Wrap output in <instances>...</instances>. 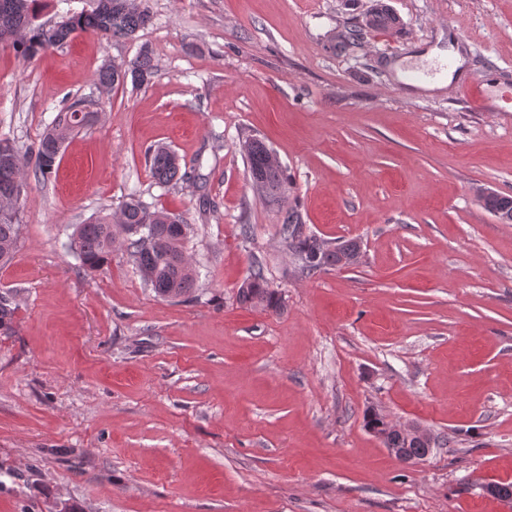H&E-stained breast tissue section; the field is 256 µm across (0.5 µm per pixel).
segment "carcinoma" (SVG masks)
Instances as JSON below:
<instances>
[{
  "label": "carcinoma",
  "mask_w": 512,
  "mask_h": 512,
  "mask_svg": "<svg viewBox=\"0 0 512 512\" xmlns=\"http://www.w3.org/2000/svg\"><path fill=\"white\" fill-rule=\"evenodd\" d=\"M38 0H0V42L9 43L25 60H32L49 48L65 44L75 33L82 32L101 37L129 38L151 22L146 0H88V8L66 11L52 24L39 22ZM364 24L370 29L397 30L400 18L387 4L376 3L365 15ZM154 74V64L148 52L118 67L105 64L99 71V84L105 91L127 82L134 86L147 83ZM84 101L75 100L59 113L54 125L36 143L22 151L14 142L0 138V264L13 258L20 227L17 194L27 186L26 168L34 167L36 178L48 179L66 141L89 120L90 113L80 109ZM271 149L257 138L245 142L247 165L253 182L270 202L279 203L288 197L290 185L281 164L270 158ZM149 168L157 183L169 185L189 179L181 171L178 156L166 146L148 151ZM482 203L503 224H512V197L488 192ZM118 224L125 235L127 251L136 271L144 282L161 297L180 298L190 295L195 286L196 273L188 262L183 244L191 228L177 223L170 213L151 209L141 200L131 197L120 209ZM297 213L288 210L283 219L282 242L293 255L301 273L314 275L333 266L345 265L344 259L361 253L360 244L346 240L336 246L304 233ZM116 237L112 215H98L76 226L70 248L83 264L95 269L102 266L112 254ZM239 302L277 311L281 300L269 288L260 264H255L238 290ZM15 308L0 298V329L11 328ZM426 446L420 437L386 432L385 447L399 448L398 460L409 462L421 454Z\"/></svg>",
  "instance_id": "1"
}]
</instances>
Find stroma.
<instances>
[{"label":"stroma","instance_id":"35a3bbf8","mask_svg":"<svg viewBox=\"0 0 512 512\" xmlns=\"http://www.w3.org/2000/svg\"><path fill=\"white\" fill-rule=\"evenodd\" d=\"M148 0L135 38L79 34L22 60L0 44V137L37 142L65 99L95 114L47 180L29 179L0 296V512H512V112L469 91L512 85V0ZM460 46L445 89L406 75ZM148 48V84L98 70ZM261 139L305 233L361 245L302 274L242 150ZM169 146L191 177L162 186ZM139 196L190 224L193 299L156 296L123 243L91 271L75 225ZM280 311L240 304L254 260ZM447 437L401 462L365 425ZM364 24L370 29L397 30L402 25L400 18L383 1L365 15ZM149 168L157 183L169 185L190 178L189 173H181L178 156L166 146H157L148 151ZM483 206L501 223L512 224V197L488 192L481 198Z\"/></svg>","mask_w":512,"mask_h":512}]
</instances>
